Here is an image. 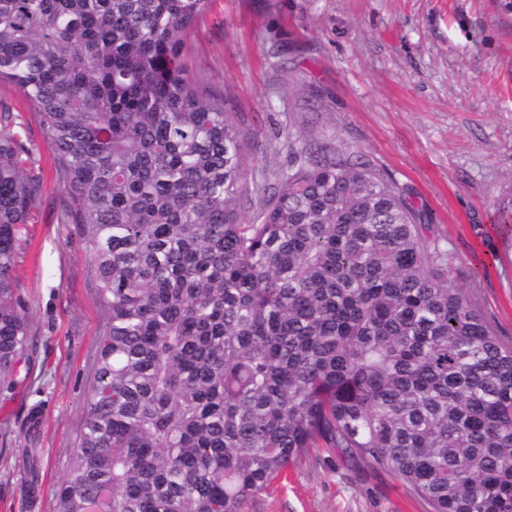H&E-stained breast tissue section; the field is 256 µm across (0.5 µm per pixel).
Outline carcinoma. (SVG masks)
Wrapping results in <instances>:
<instances>
[{"label":"carcinoma","mask_w":512,"mask_h":512,"mask_svg":"<svg viewBox=\"0 0 512 512\" xmlns=\"http://www.w3.org/2000/svg\"><path fill=\"white\" fill-rule=\"evenodd\" d=\"M209 0H0V83L55 150L106 311L56 512H245L309 448L431 512H512V345L397 184L348 147L249 141L185 63ZM0 111V381L33 344L13 270L44 194ZM254 195L257 217L244 216Z\"/></svg>","instance_id":"cac0c4a2"}]
</instances>
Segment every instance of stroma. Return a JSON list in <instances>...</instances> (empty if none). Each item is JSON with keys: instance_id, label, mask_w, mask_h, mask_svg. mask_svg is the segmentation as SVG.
<instances>
[{"instance_id": "obj_1", "label": "stroma", "mask_w": 512, "mask_h": 512, "mask_svg": "<svg viewBox=\"0 0 512 512\" xmlns=\"http://www.w3.org/2000/svg\"><path fill=\"white\" fill-rule=\"evenodd\" d=\"M193 73L222 94L253 140L249 176L285 171L289 142L359 151L430 219L450 276L512 343V0H211L186 38ZM46 195L14 268L36 349L0 391V512H55L84 425L106 314L53 149L13 85ZM35 432H28L30 416ZM40 480L28 487L26 449ZM401 481L307 449L246 512H428Z\"/></svg>"}]
</instances>
